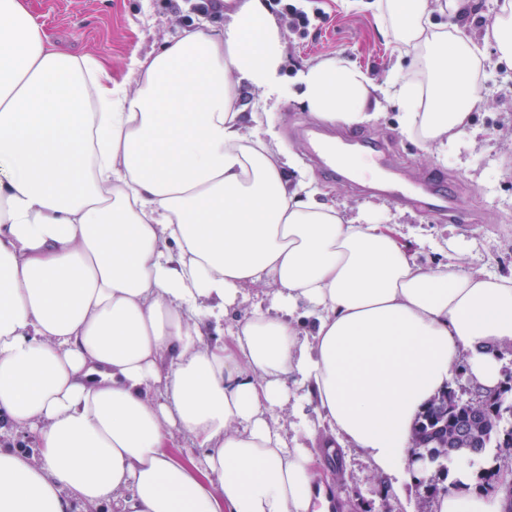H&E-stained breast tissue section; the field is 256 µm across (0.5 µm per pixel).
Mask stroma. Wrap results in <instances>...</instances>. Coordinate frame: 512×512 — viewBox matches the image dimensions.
<instances>
[{
    "label": "stroma",
    "mask_w": 512,
    "mask_h": 512,
    "mask_svg": "<svg viewBox=\"0 0 512 512\" xmlns=\"http://www.w3.org/2000/svg\"><path fill=\"white\" fill-rule=\"evenodd\" d=\"M499 0H476L462 16H436L446 30H460L480 49L489 65L481 85L484 104L471 115L477 135L461 153L439 158L423 149L403 131L404 108L388 100L383 110L363 130L392 143L404 167L413 172L438 170L461 186L471 219L465 224L391 199L368 195L358 184L328 175L316 167L292 127L314 124V117L300 103L301 71L327 59L341 58L368 73L375 83L414 76L417 62L412 53L398 54L391 36L379 25L372 10L348 7L346 0H266L285 44L286 64L281 72L280 104L269 109L261 91L243 92L246 112L272 111V124L281 142L298 153L308 179L330 204L357 212L376 211L381 223L397 225L417 261L437 266L454 261L461 269L489 275H512V68L499 59L487 31L498 12ZM33 16L43 24L55 48L69 56H91L109 68L115 84L131 90L129 73L133 57L207 19L223 25L224 10L217 0H28ZM295 5L313 18L306 32L292 30L287 5ZM323 480L334 494V512H417L419 503H433L430 487L437 483L435 469L421 471L406 485L404 495L391 490L389 476L379 473L353 448L341 449L337 464L323 463Z\"/></svg>",
    "instance_id": "obj_1"
}]
</instances>
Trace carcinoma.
Masks as SVG:
<instances>
[{
  "label": "carcinoma",
  "instance_id": "1",
  "mask_svg": "<svg viewBox=\"0 0 512 512\" xmlns=\"http://www.w3.org/2000/svg\"><path fill=\"white\" fill-rule=\"evenodd\" d=\"M462 412L458 407L448 408V414L423 412L415 423L412 444L423 456L424 466L434 467L444 477H449L448 463L459 456L482 460L485 455L474 453L476 448L512 446V426H505V417L512 418V406L508 409L490 406L485 409L484 419L472 426L471 439H458L448 423L449 418Z\"/></svg>",
  "mask_w": 512,
  "mask_h": 512
}]
</instances>
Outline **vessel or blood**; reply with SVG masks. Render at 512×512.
<instances>
[{
	"mask_svg": "<svg viewBox=\"0 0 512 512\" xmlns=\"http://www.w3.org/2000/svg\"><path fill=\"white\" fill-rule=\"evenodd\" d=\"M294 134L328 173L345 168L347 154L360 152L374 168L391 171V179L381 189L383 195L403 206L427 205L453 224L469 220L470 211L454 181L443 174L413 176L397 169L385 147L367 134L340 137L336 132L305 125L296 128Z\"/></svg>",
	"mask_w": 512,
	"mask_h": 512,
	"instance_id": "1",
	"label": "vessel or blood"
}]
</instances>
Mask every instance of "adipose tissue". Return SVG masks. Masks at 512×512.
Here are the masks:
<instances>
[{
	"label": "adipose tissue",
	"instance_id": "adipose-tissue-1",
	"mask_svg": "<svg viewBox=\"0 0 512 512\" xmlns=\"http://www.w3.org/2000/svg\"><path fill=\"white\" fill-rule=\"evenodd\" d=\"M467 3L375 0L424 86L335 59L303 74L302 103L352 127L393 96L404 133L447 151L484 103L479 49L433 16ZM225 4L223 27L133 58L128 92L0 0V417L38 446L0 448V512H327L315 454L269 421L291 386L332 442L409 478L414 423L453 366L501 380L512 276L421 266L394 229L319 201L276 136L246 137L240 91L278 95L283 43L265 0ZM178 434L194 457L170 453ZM505 497L442 491L436 512Z\"/></svg>",
	"mask_w": 512,
	"mask_h": 512
}]
</instances>
